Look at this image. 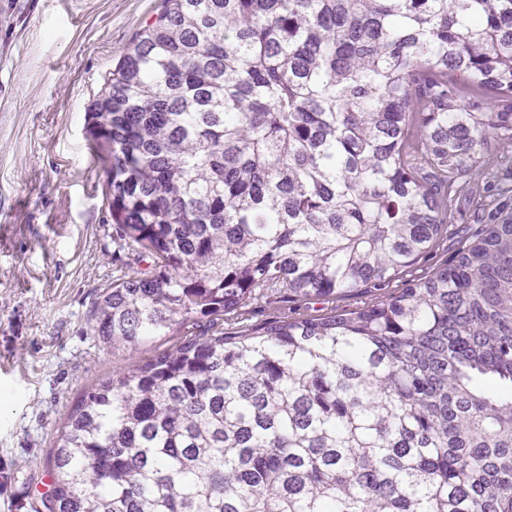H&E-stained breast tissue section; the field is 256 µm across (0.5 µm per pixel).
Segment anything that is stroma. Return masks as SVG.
<instances>
[{
    "instance_id": "obj_1",
    "label": "stroma",
    "mask_w": 512,
    "mask_h": 512,
    "mask_svg": "<svg viewBox=\"0 0 512 512\" xmlns=\"http://www.w3.org/2000/svg\"><path fill=\"white\" fill-rule=\"evenodd\" d=\"M162 0H0V512H40L57 428L85 389L129 364L87 316L117 271L108 169L85 134L105 75ZM478 195L455 198V233L415 275L474 231Z\"/></svg>"
}]
</instances>
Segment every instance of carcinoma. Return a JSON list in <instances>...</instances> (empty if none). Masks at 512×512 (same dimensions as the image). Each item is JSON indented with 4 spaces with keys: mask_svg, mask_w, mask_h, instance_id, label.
I'll list each match as a JSON object with an SVG mask.
<instances>
[{
    "mask_svg": "<svg viewBox=\"0 0 512 512\" xmlns=\"http://www.w3.org/2000/svg\"><path fill=\"white\" fill-rule=\"evenodd\" d=\"M116 276L48 512H512V213L411 274L512 146V0H163L104 78ZM318 315L252 322L261 303Z\"/></svg>",
    "mask_w": 512,
    "mask_h": 512,
    "instance_id": "1",
    "label": "carcinoma"
}]
</instances>
